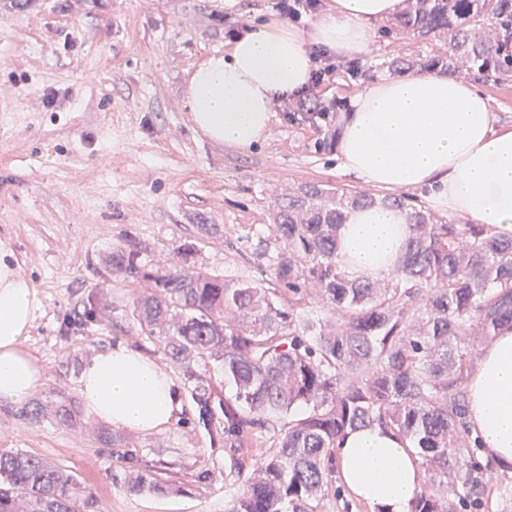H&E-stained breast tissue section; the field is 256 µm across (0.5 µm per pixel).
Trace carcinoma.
I'll return each instance as SVG.
<instances>
[{
	"instance_id": "obj_1",
	"label": "carcinoma",
	"mask_w": 512,
	"mask_h": 512,
	"mask_svg": "<svg viewBox=\"0 0 512 512\" xmlns=\"http://www.w3.org/2000/svg\"><path fill=\"white\" fill-rule=\"evenodd\" d=\"M385 37L448 32V54L423 63L453 73L467 65L484 78L512 76V0H407ZM324 127L317 149L336 140L335 105H297ZM384 205L409 225L402 262L376 279H351L338 256V232L357 208ZM275 254L250 284L177 263L154 269L135 248L112 251V271L150 291L132 317L160 336L171 360L212 359L235 387L224 400V458L241 482L228 512H315L337 473L340 441L377 425L410 442L425 481L412 512H455L461 495L483 498L494 464L468 424L467 385L475 342L512 326V237L487 224L448 222L408 195L305 184L277 198ZM311 294L327 310L298 306ZM304 406L301 418L292 414ZM24 417L77 424L76 410L53 398ZM282 422L275 446L252 463L257 434ZM134 493L180 491L152 471L127 479ZM94 501L69 469L22 451H0V512H91Z\"/></svg>"
}]
</instances>
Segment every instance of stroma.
<instances>
[{"label": "stroma", "instance_id": "1", "mask_svg": "<svg viewBox=\"0 0 512 512\" xmlns=\"http://www.w3.org/2000/svg\"><path fill=\"white\" fill-rule=\"evenodd\" d=\"M278 0H0V241L8 243L41 308L24 342L43 367L32 400L78 405L79 364L116 344L169 372L183 411L160 433H121L104 443L87 411L74 429L21 417L0 403V449H19L75 471L94 512H228L236 492L226 478L224 400L235 389L210 359L170 362L159 337L131 315L146 286L113 272L112 250L138 245L149 265L178 261L245 283L259 275L280 192L305 183L359 191L338 173L335 150L315 147L319 128L295 99H275L268 138L243 152L194 132L185 91L192 71L224 50L250 23L281 20ZM445 35L383 37L373 25L358 56L324 49L326 70L311 93L352 102L395 58L444 55ZM497 127L512 126V81L470 71ZM214 224L212 233L198 227ZM212 391L202 411L198 384ZM158 471L181 493H132L126 476Z\"/></svg>", "mask_w": 512, "mask_h": 512}]
</instances>
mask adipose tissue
Here are the masks:
<instances>
[{
    "label": "adipose tissue",
    "mask_w": 512,
    "mask_h": 512,
    "mask_svg": "<svg viewBox=\"0 0 512 512\" xmlns=\"http://www.w3.org/2000/svg\"><path fill=\"white\" fill-rule=\"evenodd\" d=\"M403 0H331L311 31L282 22L255 24L194 69L186 86L192 125L208 140L248 151L270 134L275 97L306 88L311 48L366 51L372 26L397 14ZM475 85L424 72L385 78L359 93L336 146V168L386 189L427 187L434 207L490 224L512 236V128L495 129ZM409 234L400 211H352L339 234V257L353 279L394 271ZM16 258L0 242V402L19 404L41 385V365L23 342L41 303ZM78 393L86 411L126 431L166 430L182 410L179 389L156 361L126 346L108 347L84 363ZM468 422L484 455L512 470V328L482 349L468 383ZM350 491L373 512H411L420 477L405 442L377 426L340 443Z\"/></svg>",
    "instance_id": "ef3b65f1"
}]
</instances>
